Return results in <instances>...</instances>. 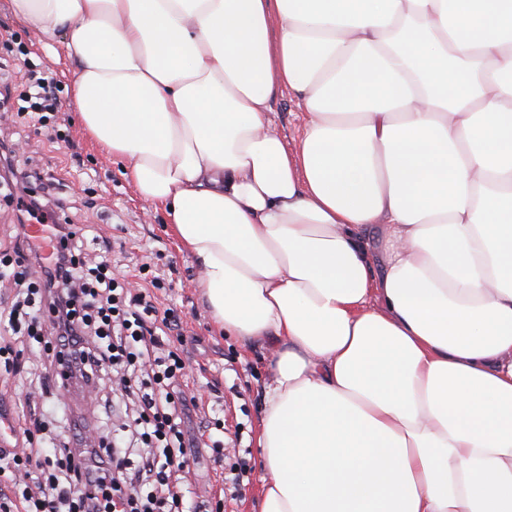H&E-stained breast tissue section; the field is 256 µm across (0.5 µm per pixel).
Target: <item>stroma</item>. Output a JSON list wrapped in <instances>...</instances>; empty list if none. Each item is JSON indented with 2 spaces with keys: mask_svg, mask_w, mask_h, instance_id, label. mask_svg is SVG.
I'll return each mask as SVG.
<instances>
[{
  "mask_svg": "<svg viewBox=\"0 0 512 512\" xmlns=\"http://www.w3.org/2000/svg\"><path fill=\"white\" fill-rule=\"evenodd\" d=\"M49 69L58 81L59 116L71 139L62 146L28 116L0 124V138L28 143L26 164L42 180L57 179V193L66 206L57 211L61 224H95L101 238L91 251L110 252L120 259V269L135 277L136 267L148 263L150 275L165 278L170 288L161 294L163 304L173 307L183 322V337L192 353L190 378L193 391L203 400V410L191 413L188 430L197 432L201 414L215 413L223 420L220 438L235 448L252 468L240 490L226 489L219 474L230 459L215 462L210 448H200L193 468L200 493L220 500V512H256L259 484V450L256 429L265 408L264 387L270 380L266 348L243 346L212 326L197 284L191 258L181 252L168 227L164 212L151 211L133 191L121 159L103 158L83 135L73 97L72 66L59 39L39 42L13 15L9 0H0V76L6 78L10 102L28 90L29 65ZM270 117L287 144H294L306 114L287 89H276ZM43 371L38 348L25 350L18 370H0V408L9 410L13 422L32 424L40 412L71 414L92 423L79 389H72L67 405L47 398L41 381Z\"/></svg>",
  "mask_w": 512,
  "mask_h": 512,
  "instance_id": "stroma-1",
  "label": "stroma"
}]
</instances>
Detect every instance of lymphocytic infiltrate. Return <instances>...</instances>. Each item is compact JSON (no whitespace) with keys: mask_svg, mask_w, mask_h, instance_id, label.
<instances>
[{"mask_svg":"<svg viewBox=\"0 0 512 512\" xmlns=\"http://www.w3.org/2000/svg\"><path fill=\"white\" fill-rule=\"evenodd\" d=\"M14 159L12 145L0 142V186L23 218L12 249L0 251V281L15 292L0 309V365L16 370L22 352L10 337L21 334L41 344L45 374L61 387L112 382L135 407L98 448L71 447L80 434L72 423L48 456L34 446L46 423L18 427L16 447L0 449V512H211L209 499L189 494L190 457L204 438L189 436L188 422L201 402L188 393L190 355L173 338V311L158 306L163 279L134 288L108 254L83 260L72 225L50 221L59 205L51 186L30 195L32 173ZM31 220L43 224L51 257L31 240Z\"/></svg>","mask_w":512,"mask_h":512,"instance_id":"1","label":"lymphocytic infiltrate"}]
</instances>
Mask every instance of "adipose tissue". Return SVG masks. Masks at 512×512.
Segmentation results:
<instances>
[{"label":"adipose tissue","instance_id":"1","mask_svg":"<svg viewBox=\"0 0 512 512\" xmlns=\"http://www.w3.org/2000/svg\"><path fill=\"white\" fill-rule=\"evenodd\" d=\"M10 8L215 329L269 351L259 512H512V0ZM271 106L270 118L287 144L293 146L306 121V113L298 107L295 96L284 88L275 90Z\"/></svg>","mask_w":512,"mask_h":512}]
</instances>
